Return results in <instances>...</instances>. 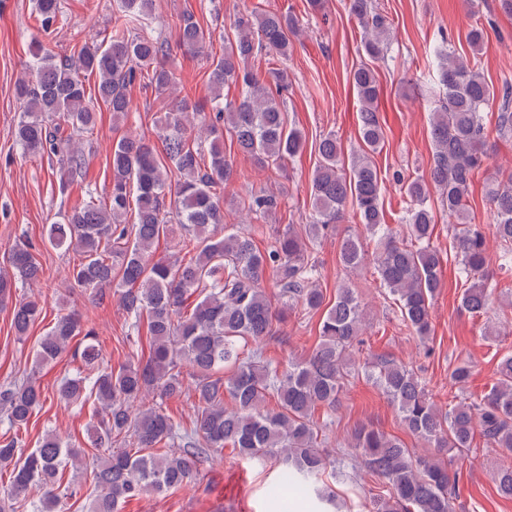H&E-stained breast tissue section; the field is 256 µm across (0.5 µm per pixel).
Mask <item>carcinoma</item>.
<instances>
[{"instance_id": "cac0c4a2", "label": "carcinoma", "mask_w": 512, "mask_h": 512, "mask_svg": "<svg viewBox=\"0 0 512 512\" xmlns=\"http://www.w3.org/2000/svg\"><path fill=\"white\" fill-rule=\"evenodd\" d=\"M152 5L153 0H118L110 30L84 42L77 54L62 57L43 42L61 20V0H36L40 37L34 38L32 62L16 84L21 116L15 138L23 153L56 159L57 192L62 196L86 174L79 137L93 132L101 108L128 119V88L137 82L157 98L172 94L174 69L166 60L165 45L143 35L152 23ZM349 11L364 29L368 58L352 73L360 103L361 145L352 151L347 169L336 135L320 139V161L312 179L314 218L305 228L309 236L319 238L352 203L360 223L376 240V280L397 296L403 323L424 343L430 338L432 301L441 286L443 265L442 256L430 245L436 224L430 204L434 193L441 212L460 225L455 258L463 277L461 305L473 315L487 309L488 286L482 277L488 264L486 234L480 225L468 223L467 199L475 173L491 159L484 113L498 107V133L512 132V87L505 84L497 92L466 55L437 50L444 100L433 112L429 177L392 174L407 200L405 221L414 239L408 246L385 224L384 179L373 161L383 142L373 63L385 57L389 22L373 0H349ZM300 25L293 15L267 11L234 18V38L224 39V54L209 64V112L200 111L186 97L172 101L159 132L164 154L135 134L123 136L112 146L106 199L88 190L80 203L50 225L52 246L82 255L69 271V283L99 300L108 289L118 290L131 327L137 330L147 320L153 349L147 360L115 370L103 363L97 336L90 329L82 331L79 317L66 313L56 319L38 343L39 361L55 360L74 337L83 336L80 357L95 373L86 376L78 369L62 378L57 397L67 406L82 407L96 400L97 425L90 445L110 448L115 443L118 448L106 457L88 456L48 432L27 453L17 438L5 440L0 444V468L10 469V475L0 485V512H52L61 499L78 493V485H62V471L69 464L90 469L99 489L88 512H120L132 498L165 494L197 479L212 454L228 445L245 459L278 463L281 482L328 496L330 492L316 483L336 458L323 448L325 439L314 414L322 407L332 415L345 381L356 373L382 391L404 429L427 447L462 452L478 433L490 447L501 449L508 462L493 479L498 493L512 499V355L500 359L498 382L480 400L460 401L444 411L432 400L425 382L401 362L381 358L348 366L362 335L363 309L348 287L336 290L333 303L325 302L314 279L316 262L293 226L264 252L243 228L227 229L222 236L209 230L224 224L223 188L234 173L224 156V135L262 166L278 167L303 147L302 133L288 127L282 103L273 93L287 87V76L272 69L269 84L249 66L264 51L288 57V33ZM210 39L211 32L194 16L182 18L180 42L186 52H203ZM484 39V27L478 23L465 35L474 54ZM91 75L98 78L92 92L85 82ZM230 85L240 89L234 101L224 99V87ZM191 116L213 133L206 160L201 147L187 136ZM173 170L179 174L174 185L168 183ZM485 198L495 217L492 234L501 249L502 266L509 267L512 176L488 178ZM280 204L279 196L259 192L243 209L261 218L276 213ZM175 225L188 232L176 238L175 247L180 252L192 248L195 258L152 260L154 240L174 232ZM32 250L28 242L15 246L8 269L0 268L1 302L13 290L41 280L43 270ZM339 259L349 269L364 265L366 252L359 237L341 240ZM269 268L276 273L284 305L300 301L312 311L326 308L318 345L285 366L262 356L261 343L274 336L278 318L262 287ZM192 298L195 303L187 314ZM41 313L38 299L19 300L12 312L16 335H26ZM187 376L193 378L197 394L194 427L189 430L162 407L163 400L182 394ZM470 377L471 365L465 360L450 373L453 385L460 388ZM150 392L159 401L147 407L138 404ZM270 400L275 408L268 410ZM42 403L40 387L30 379L0 387V410L9 431L26 427ZM349 451L388 488V495L370 500V512H456L457 475L443 459L420 457L398 437L368 426L358 428ZM36 484L42 494L35 499L29 491Z\"/></svg>"}]
</instances>
